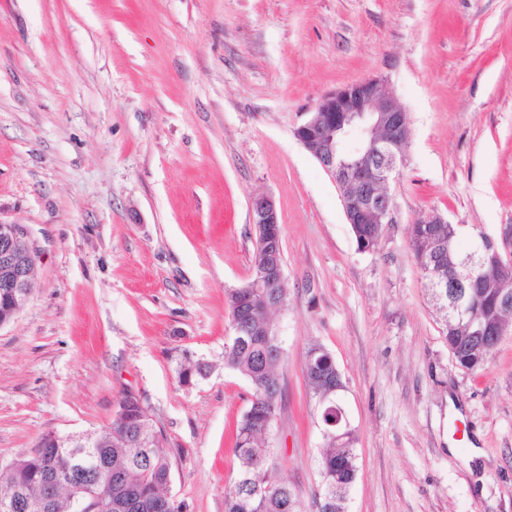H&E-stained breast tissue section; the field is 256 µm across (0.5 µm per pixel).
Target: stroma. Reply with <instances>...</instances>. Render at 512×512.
<instances>
[{
    "label": "stroma",
    "mask_w": 512,
    "mask_h": 512,
    "mask_svg": "<svg viewBox=\"0 0 512 512\" xmlns=\"http://www.w3.org/2000/svg\"><path fill=\"white\" fill-rule=\"evenodd\" d=\"M364 79L410 122L395 221L367 252L295 136ZM260 195L288 288L269 464L303 512L321 483L314 342L357 436L347 512H512V331L461 367L408 237L436 212L461 248L480 231L512 253V0H0V221L37 247L0 326V463L107 426L132 392L176 500L224 512L252 399L224 366L225 293L250 277ZM188 363L205 373L185 383ZM251 223L265 224V228L278 224L277 230L282 240V225L279 223L275 201L271 197L259 196L254 199L251 206ZM305 372L310 386L319 397L321 419H323L327 409L336 401V394L331 393V389L337 378L341 380V375L331 353L318 343L311 344L305 352ZM344 390L345 387L332 389V391Z\"/></svg>",
    "instance_id": "1"
}]
</instances>
